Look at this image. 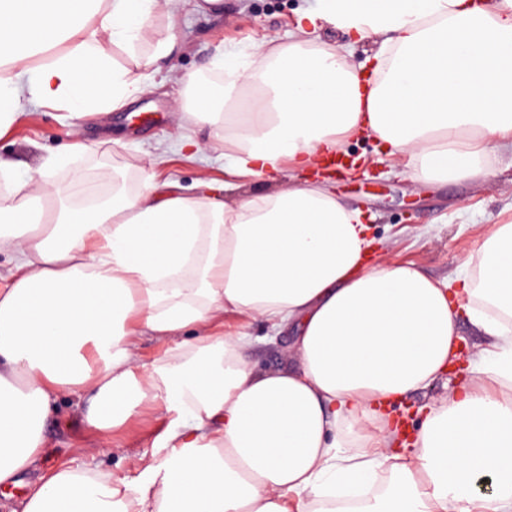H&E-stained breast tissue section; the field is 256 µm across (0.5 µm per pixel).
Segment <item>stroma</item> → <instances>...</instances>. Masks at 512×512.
Segmentation results:
<instances>
[{"mask_svg": "<svg viewBox=\"0 0 512 512\" xmlns=\"http://www.w3.org/2000/svg\"><path fill=\"white\" fill-rule=\"evenodd\" d=\"M308 0H218L214 8L178 15L176 21L154 16L146 23V38L135 52L113 46L115 62L138 74L151 47L174 36L175 48L161 60L162 70L143 94L109 113L75 115L63 109L43 108L24 114L0 136V163L18 175L51 172L56 187L70 189L72 170H80L86 202L112 191L114 177H123L127 190H135L145 151L169 150L161 179L178 182L193 194L197 181L223 180L224 153H212L208 162L186 160L174 148L187 129L174 118L183 101L185 76L194 74L215 87L224 77L208 69V62L227 51L247 52L253 44L271 46L288 42V30ZM347 150L360 159L355 173L333 177L331 190L346 204L362 209L378 247L393 259L419 267L430 278L445 282L461 260L476 251L483 228L512 221V152L483 181L457 180L414 183L405 175L403 160L387 155L367 137L351 139ZM244 326L255 339L251 358L258 370L294 367L293 332L267 341L259 321L224 320L225 329ZM165 427L154 411L142 407L114 433V447L86 450L82 409L74 397L62 398L46 423L47 463L84 456L94 466L111 469L115 478L130 480L148 465H158L168 449L153 447L156 433Z\"/></svg>", "mask_w": 512, "mask_h": 512, "instance_id": "1", "label": "stroma"}]
</instances>
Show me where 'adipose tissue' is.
Instances as JSON below:
<instances>
[{"mask_svg": "<svg viewBox=\"0 0 512 512\" xmlns=\"http://www.w3.org/2000/svg\"><path fill=\"white\" fill-rule=\"evenodd\" d=\"M187 0H0V135L30 106L116 110L144 86L108 43ZM382 37L368 66L320 41ZM36 55L46 61L30 67ZM223 92L189 75L178 109L212 128L193 160L224 151V184L186 195L143 158L135 193L78 207L20 177L0 196V486L21 512H512V223L485 234L454 283L370 262L360 209L285 163L320 172L365 135L414 181L489 176L512 141V0H317L288 44L216 57ZM275 184L229 205L216 187ZM295 328L296 367L259 371L253 336L225 314ZM488 346L472 383L427 407L409 453L390 410L459 357L458 319ZM166 350L140 362L142 331ZM87 402L92 439L140 406L170 449L138 480L72 458L38 466L52 405Z\"/></svg>", "mask_w": 512, "mask_h": 512, "instance_id": "obj_1", "label": "adipose tissue"}]
</instances>
